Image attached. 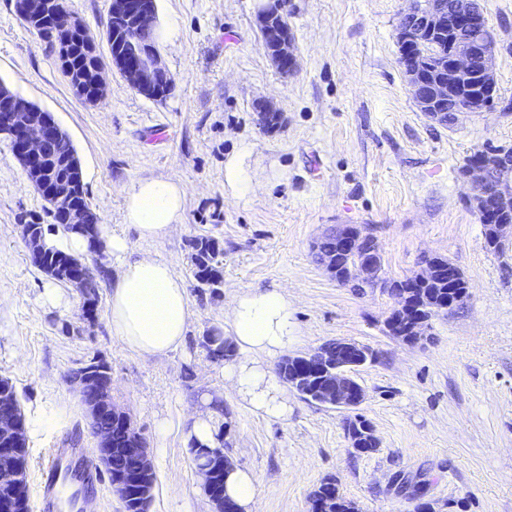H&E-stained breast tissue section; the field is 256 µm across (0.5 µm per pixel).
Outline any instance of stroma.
<instances>
[{"instance_id": "35a3bbf8", "label": "stroma", "mask_w": 512, "mask_h": 512, "mask_svg": "<svg viewBox=\"0 0 512 512\" xmlns=\"http://www.w3.org/2000/svg\"><path fill=\"white\" fill-rule=\"evenodd\" d=\"M263 3L157 0L158 25L175 28L159 45L169 94L146 98L112 68L103 100L90 104L14 0H0V84L52 113L80 159L102 237H128L135 252L172 263L192 311L182 347L143 356L112 334L108 283L92 320L71 285L60 287L68 308L45 304L49 278L32 264L19 222L61 228L0 138V378L13 383L26 419L49 421L27 438L31 512H41V467L63 435L80 434L84 453L97 455L67 381L94 357L109 366L112 401L153 459L147 512H215L186 437L209 398L221 403L226 456L255 477L256 512H312V493L329 477L358 512H415L421 502L431 512H512V259L487 249L460 173L474 149L512 147V0H484L496 34L493 106L447 126L421 112L400 64L396 31L412 0H288L298 60L289 75L264 49L255 23ZM263 103L280 114L274 127L258 120ZM235 156L257 175L244 196L224 183ZM145 178L186 189L183 225L154 241L125 222L127 193ZM341 224L372 233L391 278L414 275L424 255L447 258L468 280L467 298L434 316L419 343L387 335V293L340 286L313 259V243ZM197 236L224 249L213 292L193 277ZM255 288L287 289L298 336L289 354L331 340L376 352L357 374L376 451H353L346 410L286 388L287 415L270 417L225 388L223 360L201 341L227 329L230 301Z\"/></svg>"}]
</instances>
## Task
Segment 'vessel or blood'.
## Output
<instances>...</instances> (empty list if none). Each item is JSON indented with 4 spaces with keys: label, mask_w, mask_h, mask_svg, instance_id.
<instances>
[{
    "label": "vessel or blood",
    "mask_w": 512,
    "mask_h": 512,
    "mask_svg": "<svg viewBox=\"0 0 512 512\" xmlns=\"http://www.w3.org/2000/svg\"><path fill=\"white\" fill-rule=\"evenodd\" d=\"M69 470L85 483H92L95 479L92 461L80 455L78 448L64 439L56 448L50 450L42 466L40 499L43 512H57L62 479Z\"/></svg>",
    "instance_id": "b4317fda"
}]
</instances>
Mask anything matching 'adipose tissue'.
<instances>
[{"mask_svg":"<svg viewBox=\"0 0 512 512\" xmlns=\"http://www.w3.org/2000/svg\"><path fill=\"white\" fill-rule=\"evenodd\" d=\"M185 202L180 183L142 179L127 195L125 221L139 239H159L182 224ZM106 249L116 270L108 296L113 335L141 354L177 350L191 317L185 281L167 261L133 256L126 237L112 236ZM229 335L239 355L225 364V382L255 409L284 416L288 408L280 382L265 360L287 351L294 340L287 292L267 288L240 294L231 307Z\"/></svg>","mask_w":512,"mask_h":512,"instance_id":"adipose-tissue-1","label":"adipose tissue"}]
</instances>
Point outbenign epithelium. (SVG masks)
<instances>
[{
    "instance_id": "7a95c632",
    "label": "benign epithelium",
    "mask_w": 512,
    "mask_h": 512,
    "mask_svg": "<svg viewBox=\"0 0 512 512\" xmlns=\"http://www.w3.org/2000/svg\"><path fill=\"white\" fill-rule=\"evenodd\" d=\"M472 0H455L448 8L426 0L414 2L403 16L396 38L402 53L412 47L433 45L443 56L440 64L416 57L403 63L408 83L420 110L436 120L440 113L432 111L435 104L448 95V83L434 72L449 66L450 74L464 84L463 101L459 112H472L485 98L496 92L494 53L489 45L492 32L485 15L476 13ZM112 32L125 30V24L134 23V30L125 34L124 49L110 57V64L117 68L127 83L136 91L153 99L165 97L172 85L169 72L161 63L158 48L142 42L135 31L155 26L156 0H113ZM288 0H266L257 11L256 23L265 47L272 45L283 52L272 60L288 74L296 67L295 39L288 24ZM17 14L24 20L40 21L51 29L50 47L58 59H64L70 51L69 42L59 41L60 33L82 29L81 21L66 7L63 0H15ZM107 64H101L92 85L85 79L64 74L77 95L89 102H96L104 94V73ZM0 102L6 107L0 113V135L8 141L14 157L26 171L41 198L51 212L61 218L62 227L74 233L92 237L98 217L93 208H79L74 203L78 187L75 183L51 185L44 178L45 163L55 144L69 139L51 113L40 109L33 102L17 98L0 85ZM512 166V155L507 151L483 149L480 159L466 167L464 178L472 185L470 204L479 215L487 217L485 240L492 248H506L512 243V222L501 215L512 209V183L490 178L491 172ZM336 238V251L325 256L321 266L340 285L360 282L370 288H382L394 301L399 312L393 323L386 327L388 334L407 344L418 342L434 310L450 311L456 307L452 299H445L441 307H429L417 296L414 287H391L383 275V261L377 242L372 235L350 225L332 231ZM448 270V290L460 289L458 299L469 293V284L460 269L450 261L436 264L425 262L415 275L416 283L431 281L438 273ZM312 367L329 377L327 387L318 395L323 405L353 411L364 400V391L354 378L355 371L372 361L371 352L358 344L341 341L336 352L316 351L305 356ZM112 381H107L98 398L87 405L88 416L101 412L118 413L112 402ZM26 445L25 425L15 417L13 397L0 390V512H30L28 493L24 490L21 452ZM142 460V471L136 475L116 477L111 481L113 492L121 502L132 499L150 501L154 484L148 477L154 472V464L146 445L133 449ZM97 455L104 469L112 466V440H98Z\"/></svg>"
}]
</instances>
